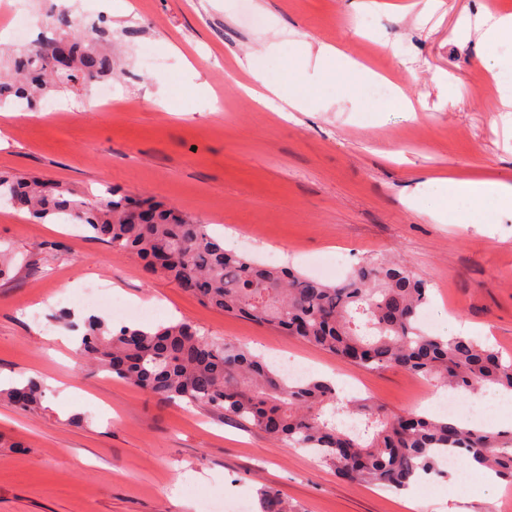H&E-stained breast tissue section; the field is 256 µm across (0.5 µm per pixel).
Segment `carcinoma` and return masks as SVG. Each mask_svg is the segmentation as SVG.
I'll return each mask as SVG.
<instances>
[{
	"label": "carcinoma",
	"instance_id": "1",
	"mask_svg": "<svg viewBox=\"0 0 512 512\" xmlns=\"http://www.w3.org/2000/svg\"><path fill=\"white\" fill-rule=\"evenodd\" d=\"M55 35L11 54L12 79L0 101L31 110L48 93L112 75V54L55 17ZM0 200L32 220L82 224L92 238L135 254L148 268L203 305L279 330L367 369H402L459 394L512 391V359L465 336L421 325L430 303L427 280L400 262L369 257L343 279L324 283L224 249L207 225L151 197L118 189L91 204L52 180L0 175ZM79 356L160 400L221 409L290 448H307L352 483L404 490L443 476L440 459L471 458L512 482V431L472 428L417 412L396 415L369 398L345 399L322 378L291 382L241 344L220 341L188 321L114 331L92 317ZM27 410L41 404L40 383L1 390Z\"/></svg>",
	"mask_w": 512,
	"mask_h": 512
}]
</instances>
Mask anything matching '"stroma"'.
I'll use <instances>...</instances> for the list:
<instances>
[{
  "instance_id": "obj_1",
  "label": "stroma",
  "mask_w": 512,
  "mask_h": 512,
  "mask_svg": "<svg viewBox=\"0 0 512 512\" xmlns=\"http://www.w3.org/2000/svg\"><path fill=\"white\" fill-rule=\"evenodd\" d=\"M82 23L115 46L111 111L92 89L49 93L53 111L0 108V173L40 175L95 202L110 188L193 216L237 251L326 283L362 259H400L431 284V310L469 324L472 337L512 357V212L488 201L471 224L465 197L441 224L412 208L439 176L512 182V40L478 48L459 28L482 0H83ZM331 45L382 71L367 78L307 67L308 98L291 120L242 90L253 54L282 89L295 83L301 41ZM416 107L408 117L396 91ZM49 241L60 250L46 249ZM0 248L14 267L0 279V374L46 381L40 408L0 400V512H204L243 498L263 512L273 491L295 512H407L402 495L346 483L223 411L170 403L81 364L60 307L110 320L79 291L113 283L125 301L158 307L263 357L304 359L315 378L349 383L395 413L419 411L433 384L399 369L370 371L293 337L201 305L59 220L38 224L0 204ZM418 512H503L507 494L478 474L460 487L430 477Z\"/></svg>"
}]
</instances>
